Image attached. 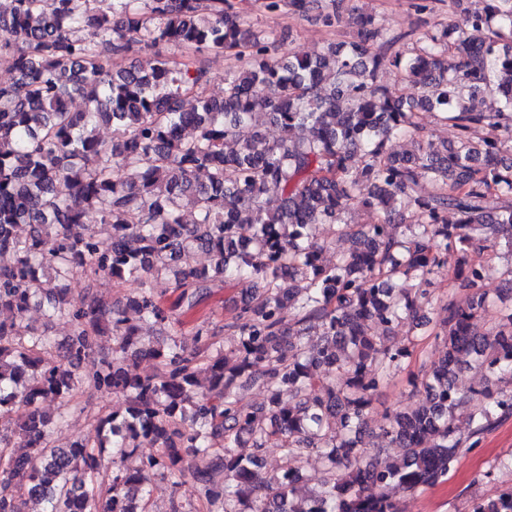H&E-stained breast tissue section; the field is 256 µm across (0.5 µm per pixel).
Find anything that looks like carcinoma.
<instances>
[{"label": "carcinoma", "mask_w": 512, "mask_h": 512, "mask_svg": "<svg viewBox=\"0 0 512 512\" xmlns=\"http://www.w3.org/2000/svg\"><path fill=\"white\" fill-rule=\"evenodd\" d=\"M101 2L9 0L0 11V64L13 73L0 83V256L11 258L0 264V512H27L29 501L42 512H145L156 475L193 484L195 512H400V498L447 482L512 418V307L490 333L474 330L493 307L484 282L512 288V265L499 263L502 251L512 256V0H480L467 29L415 33L392 58L405 36L366 15L354 41L288 59L269 57L228 0ZM86 25L100 41L77 36ZM161 44L246 51L248 62L225 75L221 98L205 93L195 62L122 65ZM388 64L412 92L380 83ZM259 112L281 138L258 128ZM424 113L452 122L455 139L438 149L420 138ZM100 123L112 124V140L97 135ZM396 138L413 150L390 152ZM421 181L433 187L425 198L413 196ZM271 195L274 212L264 208ZM354 205L377 223L343 225L354 248L326 268L309 228L336 230ZM90 210L112 225L105 246L85 222ZM195 248L209 269L181 265ZM163 272L188 310L216 282H249L254 293L227 336L197 332L207 354L188 352L146 287ZM441 275L469 298L439 306L441 355L415 378L418 404L387 413L362 442L374 396L419 347H396L391 333L438 301ZM76 276L89 292L102 277L141 288L128 311L77 309L66 288ZM32 309L72 324L65 347L26 322ZM142 323L166 327L167 346L138 347ZM105 337L113 348L101 354ZM134 347L157 362L154 374L133 372ZM465 366L479 385L457 387ZM255 385L266 404L241 396ZM85 387L124 396L125 411L96 418L94 445L57 448L51 426ZM46 402L62 411L48 415ZM270 440L286 460L322 449L320 485L304 488L287 464L264 478L258 458ZM144 444L157 453L139 456ZM245 445L254 452H235ZM393 445L396 460L383 456ZM208 456L224 482L198 465ZM469 512H512V487L472 499Z\"/></svg>", "instance_id": "cac0c4a2"}]
</instances>
